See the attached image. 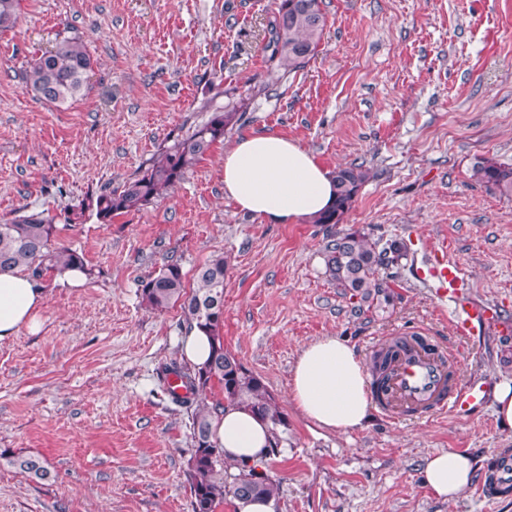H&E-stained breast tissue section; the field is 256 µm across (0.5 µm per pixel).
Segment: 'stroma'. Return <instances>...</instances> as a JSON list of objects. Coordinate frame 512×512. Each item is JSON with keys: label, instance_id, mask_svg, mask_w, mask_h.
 Here are the masks:
<instances>
[{"label": "stroma", "instance_id": "obj_1", "mask_svg": "<svg viewBox=\"0 0 512 512\" xmlns=\"http://www.w3.org/2000/svg\"><path fill=\"white\" fill-rule=\"evenodd\" d=\"M272 0H22L0 32V221L80 212L53 244L84 259L87 283H37L42 328L0 342V452L34 455L53 477L0 466V512H192L185 470L193 448L184 409L158 381L179 359L180 306L142 302V280L177 261L185 282L224 255V344L261 378L286 425L266 470L276 512H512V497L475 487L436 497L427 458L482 461L512 452L493 407L318 428L290 402L300 349L323 336L361 360L400 334L435 337L464 379H512V339L455 334L421 270L441 244L477 299L512 312V198L472 176L512 165V0H323L318 52L303 70L271 69L263 51ZM93 60L83 97L50 104L25 87L29 62L67 36ZM242 118L157 203L97 219L90 202L121 185L160 146L212 113ZM298 142L333 170L370 168L336 229L379 246H408L386 308L358 314L325 275L319 224H272L224 196V147L249 132Z\"/></svg>", "mask_w": 512, "mask_h": 512}]
</instances>
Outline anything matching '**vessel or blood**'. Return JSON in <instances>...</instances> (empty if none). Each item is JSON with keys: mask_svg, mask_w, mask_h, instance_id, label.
<instances>
[{"mask_svg": "<svg viewBox=\"0 0 512 512\" xmlns=\"http://www.w3.org/2000/svg\"><path fill=\"white\" fill-rule=\"evenodd\" d=\"M439 296L454 304L453 317L459 335L472 336L483 326H495L499 335L512 334V319L493 303L474 299L463 281L459 265L437 251L426 267ZM491 385L483 379L462 381L452 372L446 354L426 336L411 342L400 353L388 380L372 389L375 407L389 420L428 418L440 413L465 417L486 402ZM484 498L495 501L512 494V454H488L478 480Z\"/></svg>", "mask_w": 512, "mask_h": 512, "instance_id": "1", "label": "vessel or blood"}]
</instances>
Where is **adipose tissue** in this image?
<instances>
[{
	"label": "adipose tissue",
	"instance_id": "1",
	"mask_svg": "<svg viewBox=\"0 0 512 512\" xmlns=\"http://www.w3.org/2000/svg\"><path fill=\"white\" fill-rule=\"evenodd\" d=\"M224 195L243 212L275 224L309 222L336 200L333 174L297 142L273 133L239 136L224 152ZM47 296L19 269L0 270V341L38 330ZM295 407L329 430L363 426L370 409L364 366L335 336L300 351L289 391ZM212 439L233 464L253 463L272 440L271 425L242 406L227 405L212 421ZM473 461L455 451L429 457L423 474L437 497L459 496L472 482Z\"/></svg>",
	"mask_w": 512,
	"mask_h": 512
}]
</instances>
